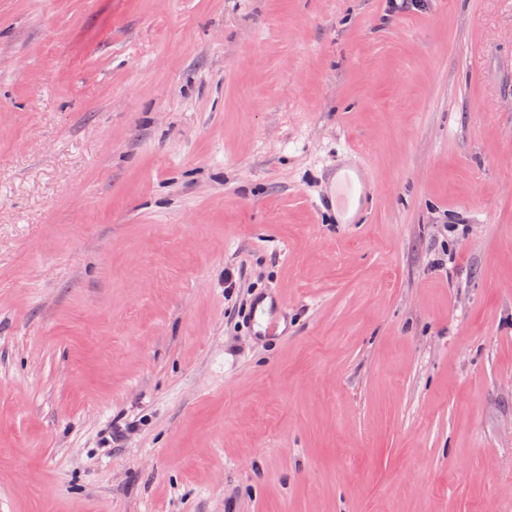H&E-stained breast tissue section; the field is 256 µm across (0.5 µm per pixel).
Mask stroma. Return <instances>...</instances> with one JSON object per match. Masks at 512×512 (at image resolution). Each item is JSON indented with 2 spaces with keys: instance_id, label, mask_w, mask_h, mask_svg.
I'll return each mask as SVG.
<instances>
[{
  "instance_id": "1",
  "label": "stroma",
  "mask_w": 512,
  "mask_h": 512,
  "mask_svg": "<svg viewBox=\"0 0 512 512\" xmlns=\"http://www.w3.org/2000/svg\"><path fill=\"white\" fill-rule=\"evenodd\" d=\"M0 512H512V0H0ZM354 176L346 173L342 179L334 183V201L335 205L345 208L352 206L357 192L359 195L366 194L370 189L369 182L363 177L358 166L350 169ZM282 303L279 300L271 302L268 307L263 301L256 302L252 313L251 320L254 324L260 323L264 330L263 336H285L284 330L281 329V322L278 314L280 313Z\"/></svg>"
}]
</instances>
